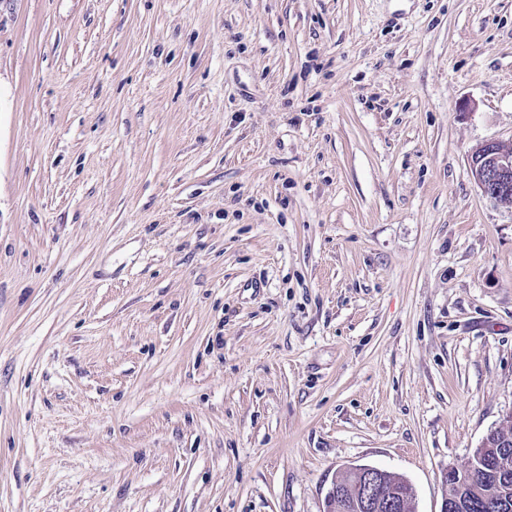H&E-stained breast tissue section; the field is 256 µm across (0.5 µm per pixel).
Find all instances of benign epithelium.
<instances>
[{
	"label": "benign epithelium",
	"instance_id": "7a95c632",
	"mask_svg": "<svg viewBox=\"0 0 512 512\" xmlns=\"http://www.w3.org/2000/svg\"><path fill=\"white\" fill-rule=\"evenodd\" d=\"M469 173L483 196L495 202L511 204L512 150L496 141H487L470 154ZM512 428V408L502 413L498 423L475 449L468 468H449L444 483L465 484L474 481L482 471L485 451L493 447L492 437L500 430ZM324 512H417L414 490H401L397 484L386 485V471L355 465L338 472L326 496Z\"/></svg>",
	"mask_w": 512,
	"mask_h": 512
}]
</instances>
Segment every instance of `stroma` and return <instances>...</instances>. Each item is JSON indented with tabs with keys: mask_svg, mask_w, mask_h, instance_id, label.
Returning <instances> with one entry per match:
<instances>
[{
	"mask_svg": "<svg viewBox=\"0 0 512 512\" xmlns=\"http://www.w3.org/2000/svg\"><path fill=\"white\" fill-rule=\"evenodd\" d=\"M512 0H0V512H440L512 409ZM469 173L483 196L503 204L512 203V150L488 141L470 154ZM507 197L506 194H510ZM509 428H512V409L502 413L496 426L486 434L479 448L474 450L468 468L464 470L448 468L444 472L445 494L440 512H448V483L465 484L474 481L479 472L482 471V460L485 451L489 448H495L492 442L493 435L500 430H508ZM386 474L370 465H355L338 472L326 496L324 512H417L416 494L392 483L388 490ZM345 489L349 495L345 494Z\"/></svg>",
	"mask_w": 512,
	"mask_h": 512,
	"instance_id": "1",
	"label": "stroma"
}]
</instances>
